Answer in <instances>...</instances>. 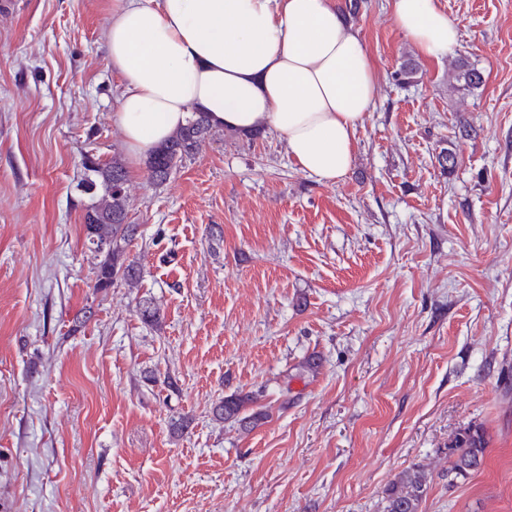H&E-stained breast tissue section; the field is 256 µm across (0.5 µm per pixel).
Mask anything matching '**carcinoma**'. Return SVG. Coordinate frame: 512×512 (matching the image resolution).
I'll return each mask as SVG.
<instances>
[{
    "label": "carcinoma",
    "mask_w": 512,
    "mask_h": 512,
    "mask_svg": "<svg viewBox=\"0 0 512 512\" xmlns=\"http://www.w3.org/2000/svg\"><path fill=\"white\" fill-rule=\"evenodd\" d=\"M453 79L467 90L477 89L482 83L480 72L466 62L455 66ZM212 130L206 113H194L184 127L149 157L150 181L157 186L164 184L177 164L198 152ZM82 165L86 171L85 191L90 195L84 215L86 239L90 250L99 257L94 288L106 291L119 281L133 285L140 280L141 267L125 256L122 246L136 233V225L127 222L129 200L124 163L116 155L105 164L86 155ZM136 313L141 320L158 324L159 309L153 302L138 303ZM253 402L249 394H231L213 407L212 414L217 421H234L251 431L265 419V414L260 411L246 413ZM487 447L488 439L481 426H469L457 433L448 444V478L466 477L479 470ZM428 486L429 476L423 468L411 467L402 471L386 489L385 512H419Z\"/></svg>",
    "instance_id": "1"
}]
</instances>
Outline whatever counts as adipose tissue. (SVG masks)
I'll list each match as a JSON object with an SVG mask.
<instances>
[{
    "label": "adipose tissue",
    "instance_id": "obj_1",
    "mask_svg": "<svg viewBox=\"0 0 512 512\" xmlns=\"http://www.w3.org/2000/svg\"><path fill=\"white\" fill-rule=\"evenodd\" d=\"M419 55L459 46L437 0H388ZM102 39L120 94L114 126L128 166L207 112L213 126L272 129L299 169L336 182L374 104L377 73L336 0H103Z\"/></svg>",
    "mask_w": 512,
    "mask_h": 512
}]
</instances>
